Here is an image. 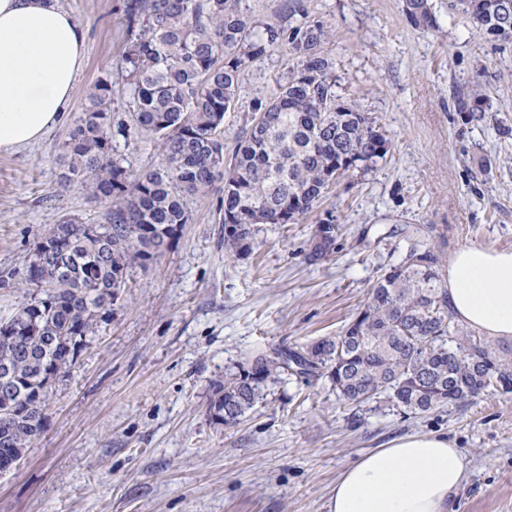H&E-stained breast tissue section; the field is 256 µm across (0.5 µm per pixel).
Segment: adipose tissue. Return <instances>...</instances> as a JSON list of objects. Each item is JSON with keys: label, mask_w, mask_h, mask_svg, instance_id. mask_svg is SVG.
Instances as JSON below:
<instances>
[{"label": "adipose tissue", "mask_w": 512, "mask_h": 512, "mask_svg": "<svg viewBox=\"0 0 512 512\" xmlns=\"http://www.w3.org/2000/svg\"><path fill=\"white\" fill-rule=\"evenodd\" d=\"M85 33L60 0H0V148L41 140L65 115ZM448 307L493 339H512V252L483 245L448 262ZM465 459L454 441L412 434L362 455L331 488L328 512H452Z\"/></svg>", "instance_id": "ef3b65f1"}]
</instances>
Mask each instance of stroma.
Returning a JSON list of instances; mask_svg holds the SVG:
<instances>
[{"label":"stroma","mask_w":512,"mask_h":512,"mask_svg":"<svg viewBox=\"0 0 512 512\" xmlns=\"http://www.w3.org/2000/svg\"><path fill=\"white\" fill-rule=\"evenodd\" d=\"M123 2L61 0L85 31V65L61 123L38 144L0 149V280L21 279L34 241L62 218L105 221L108 203L63 182L61 145L95 81L117 71ZM303 4L333 31L324 51L337 92L376 118L389 154L347 174L300 223L255 225L252 252L232 262L223 184L189 199L188 224L148 268L129 269L111 320L53 385L44 432L0 474V512H327L348 465L416 433L447 435L465 456L455 512H512V395L407 417L385 403L354 410L327 378L286 372L239 423L208 412L214 386L253 353L339 334L412 230L444 262L469 245L512 251V43L478 34L448 0H429L430 27L406 0ZM292 63L282 43L243 68L225 154ZM475 88L480 111L461 110ZM116 146L135 170L162 159L153 133ZM330 218L333 254L308 261Z\"/></svg>","instance_id":"1"}]
</instances>
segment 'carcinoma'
I'll return each instance as SVG.
<instances>
[{
  "label": "carcinoma",
  "instance_id": "obj_1",
  "mask_svg": "<svg viewBox=\"0 0 512 512\" xmlns=\"http://www.w3.org/2000/svg\"><path fill=\"white\" fill-rule=\"evenodd\" d=\"M512 0H449L448 8L477 31L512 42ZM428 24V0H406ZM126 37L118 80L131 122L112 123L116 82L99 78L62 148L68 184L110 202L104 224L66 219L33 244L22 280L33 288L14 315L0 320V463L25 455L45 431L46 372L71 374L76 354L112 315L130 267L146 268L188 223L187 199L224 186L220 209L245 231L224 233V255L252 251L256 224L296 222L332 185L341 160L367 169L386 158L389 142L375 120L336 92L330 37L320 20L288 28L261 23L242 0H125ZM288 41L296 64L270 100L257 99L253 118L229 162L219 133L236 105L240 73ZM141 131L162 137L163 161L134 171L112 141ZM439 257L419 238L405 258L380 275L342 334L299 349L257 353L250 367L218 384L212 418L238 423L267 384L289 371L326 376L339 400L357 407L385 400L416 415L480 396L512 393V341L464 326L448 310Z\"/></svg>",
  "mask_w": 512,
  "mask_h": 512
}]
</instances>
